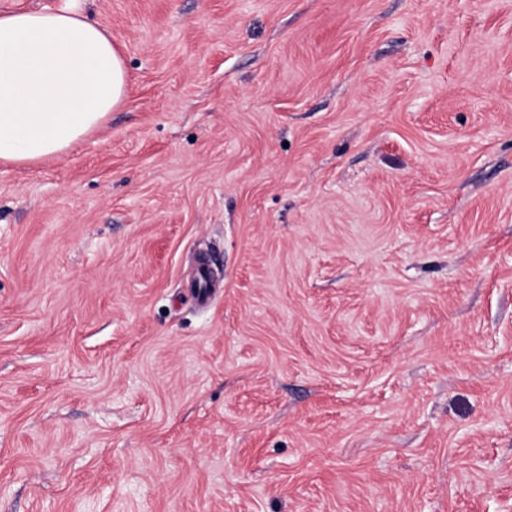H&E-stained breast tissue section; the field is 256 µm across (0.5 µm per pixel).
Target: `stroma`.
Masks as SVG:
<instances>
[{
  "label": "stroma",
  "instance_id": "obj_1",
  "mask_svg": "<svg viewBox=\"0 0 512 512\" xmlns=\"http://www.w3.org/2000/svg\"><path fill=\"white\" fill-rule=\"evenodd\" d=\"M87 9L125 100L0 164V512H512V0Z\"/></svg>",
  "mask_w": 512,
  "mask_h": 512
}]
</instances>
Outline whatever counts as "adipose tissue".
I'll list each match as a JSON object with an SVG mask.
<instances>
[{"mask_svg":"<svg viewBox=\"0 0 512 512\" xmlns=\"http://www.w3.org/2000/svg\"><path fill=\"white\" fill-rule=\"evenodd\" d=\"M126 91L122 57L87 0L0 12V163L65 153Z\"/></svg>","mask_w":512,"mask_h":512,"instance_id":"adipose-tissue-1","label":"adipose tissue"}]
</instances>
